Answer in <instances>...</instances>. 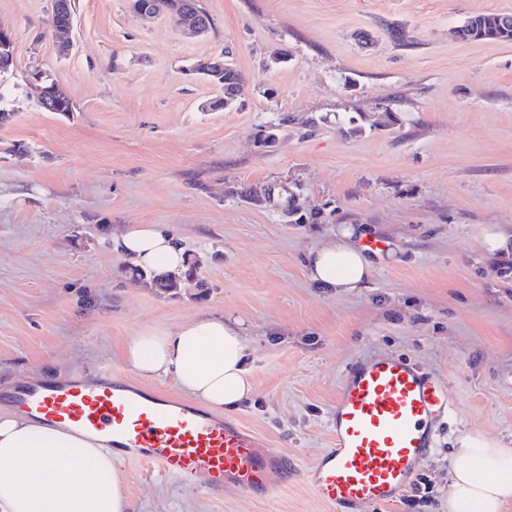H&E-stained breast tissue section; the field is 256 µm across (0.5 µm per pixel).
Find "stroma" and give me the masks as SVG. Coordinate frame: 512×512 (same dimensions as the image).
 Instances as JSON below:
<instances>
[{
    "mask_svg": "<svg viewBox=\"0 0 512 512\" xmlns=\"http://www.w3.org/2000/svg\"><path fill=\"white\" fill-rule=\"evenodd\" d=\"M52 3L0 0L16 42L0 74V392L124 369L144 331L237 319L254 395L235 415L296 476L270 497L211 494L126 461L130 512H329L298 474L331 445L342 374L401 356L446 378L450 410L423 491L360 512H448L460 433L512 448V285L477 246L488 225L512 232V42L454 36L512 0H199L201 35L132 0H76L65 56ZM219 56L246 79L227 110L191 71ZM36 71L70 114L37 106ZM130 224L174 234L196 277L173 296L137 282L115 246ZM347 226L379 241L371 274L318 287L308 254Z\"/></svg>",
    "mask_w": 512,
    "mask_h": 512,
    "instance_id": "stroma-1",
    "label": "stroma"
}]
</instances>
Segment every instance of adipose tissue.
I'll list each match as a JSON object with an SVG mask.
<instances>
[{"label": "adipose tissue", "instance_id": "adipose-tissue-1", "mask_svg": "<svg viewBox=\"0 0 512 512\" xmlns=\"http://www.w3.org/2000/svg\"><path fill=\"white\" fill-rule=\"evenodd\" d=\"M355 229L311 251L309 280L325 288L361 287L372 270ZM118 251L140 269L183 268L176 238L155 224L128 225ZM124 360L144 378L172 376L212 409L233 411L253 395L248 345L239 320L201 316L170 331H147L126 344ZM448 512H504L512 503V448L470 432L457 439ZM123 452L103 435L63 429L0 412V512H127L118 476Z\"/></svg>", "mask_w": 512, "mask_h": 512}]
</instances>
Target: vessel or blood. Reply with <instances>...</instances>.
<instances>
[{"instance_id": "vessel-or-blood-1", "label": "vessel or blood", "mask_w": 512, "mask_h": 512, "mask_svg": "<svg viewBox=\"0 0 512 512\" xmlns=\"http://www.w3.org/2000/svg\"><path fill=\"white\" fill-rule=\"evenodd\" d=\"M7 401L30 417L111 437L128 460L217 494L231 486L270 496L288 483L287 455L272 451L239 418L157 392L147 393L111 368L19 383ZM450 406L448 387L394 357L346 373L331 406L332 446L302 474L336 512L396 501L433 448L436 424Z\"/></svg>"}]
</instances>
